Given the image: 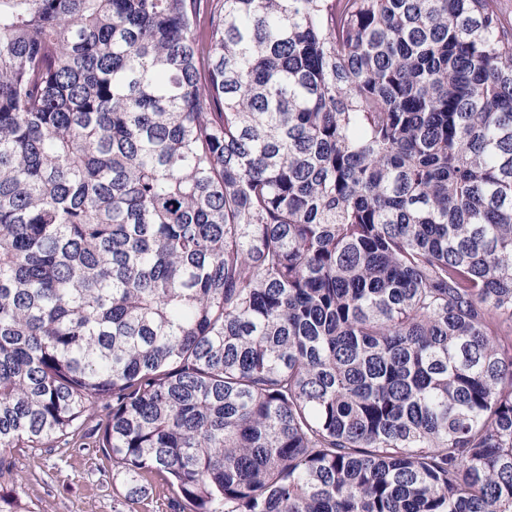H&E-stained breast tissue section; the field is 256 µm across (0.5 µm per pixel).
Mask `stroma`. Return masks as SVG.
<instances>
[{"instance_id":"1","label":"stroma","mask_w":512,"mask_h":512,"mask_svg":"<svg viewBox=\"0 0 512 512\" xmlns=\"http://www.w3.org/2000/svg\"><path fill=\"white\" fill-rule=\"evenodd\" d=\"M20 485H0V496L23 512H171V492L152 479L146 504H133L112 478V461L96 448L62 443L15 452Z\"/></svg>"}]
</instances>
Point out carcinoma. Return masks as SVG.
<instances>
[{
  "label": "carcinoma",
  "instance_id": "cac0c4a2",
  "mask_svg": "<svg viewBox=\"0 0 512 512\" xmlns=\"http://www.w3.org/2000/svg\"><path fill=\"white\" fill-rule=\"evenodd\" d=\"M179 512H512L499 0H0V479ZM16 468L21 485L2 484L0 494L12 508L33 512H172L173 495L153 478L149 498L131 504L123 496L122 480L112 482V459L99 448H17ZM18 505V507H17ZM147 507V508H146Z\"/></svg>",
  "mask_w": 512,
  "mask_h": 512
}]
</instances>
